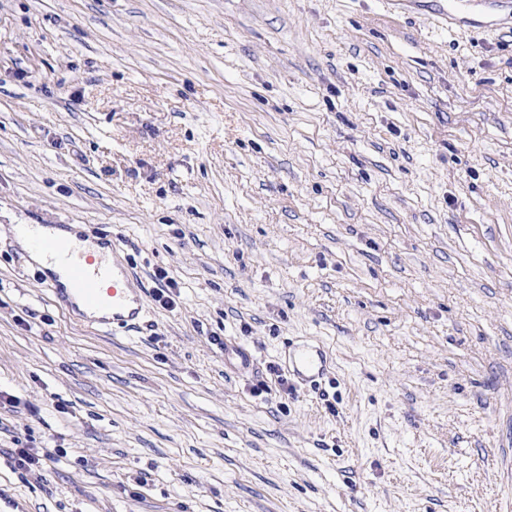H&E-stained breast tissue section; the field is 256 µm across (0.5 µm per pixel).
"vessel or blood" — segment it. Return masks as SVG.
I'll use <instances>...</instances> for the list:
<instances>
[{
  "mask_svg": "<svg viewBox=\"0 0 512 512\" xmlns=\"http://www.w3.org/2000/svg\"><path fill=\"white\" fill-rule=\"evenodd\" d=\"M31 246L49 253L65 266L71 290L58 288L53 283L48 289L81 326L103 331L113 325L129 327L139 321L145 305L144 291L133 287L130 272L120 256L118 240L105 241L109 255L100 260L74 256L67 243L60 239L36 237ZM327 366L325 351L303 349L297 354L294 373L299 379L309 381L323 376Z\"/></svg>",
  "mask_w": 512,
  "mask_h": 512,
  "instance_id": "b4317fda",
  "label": "vessel or blood"
}]
</instances>
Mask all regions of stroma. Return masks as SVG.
<instances>
[{
    "instance_id": "35a3bbf8",
    "label": "stroma",
    "mask_w": 512,
    "mask_h": 512,
    "mask_svg": "<svg viewBox=\"0 0 512 512\" xmlns=\"http://www.w3.org/2000/svg\"><path fill=\"white\" fill-rule=\"evenodd\" d=\"M18 224L119 237L143 319ZM0 392L31 512H512V0H0ZM21 227L51 238L65 239L81 253L97 250L98 246L81 240L78 237L80 228L77 225H71V229L44 227L41 224L15 225L20 245L29 250L31 258L38 265L57 275L59 282L64 286V288H58L52 283L48 284L47 288L59 302L64 304L77 323L93 330L104 331L111 324L112 327H129L139 321L145 305L144 291L142 288L133 287L130 272L120 257L121 246L117 238L112 239V235L107 236L103 245L108 250L109 256L98 261L93 256L75 257L67 243L61 239L49 240L35 237L30 242L31 247L35 249L32 250L27 239L19 233ZM40 251L49 253L65 266L78 302L65 292V288H70V285L64 269ZM106 311H112V316L88 314ZM293 366L294 375L303 381H309L324 375L328 358L321 349H302L297 353ZM14 459L17 467L26 472H40L45 470L55 461L57 456L61 455L59 448H16L14 449Z\"/></svg>"
}]
</instances>
